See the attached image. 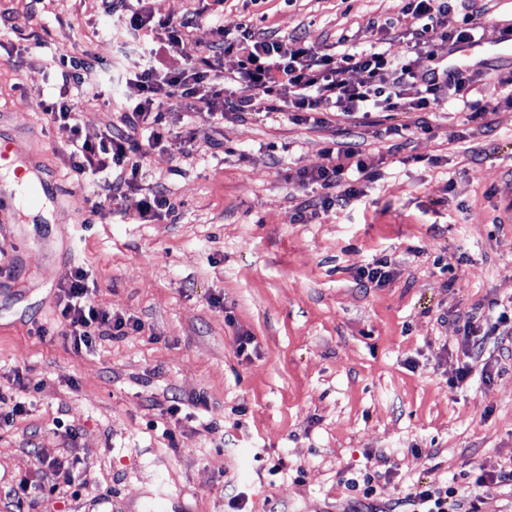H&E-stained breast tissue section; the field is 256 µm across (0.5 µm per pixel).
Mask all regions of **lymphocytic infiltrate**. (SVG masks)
Instances as JSON below:
<instances>
[{"instance_id":"lymphocytic-infiltrate-1","label":"lymphocytic infiltrate","mask_w":512,"mask_h":512,"mask_svg":"<svg viewBox=\"0 0 512 512\" xmlns=\"http://www.w3.org/2000/svg\"><path fill=\"white\" fill-rule=\"evenodd\" d=\"M131 2L101 0L103 13L122 25L132 45L152 34L174 48L193 25L189 18L154 17L145 9L132 7ZM484 15L482 0H404L399 18L376 25L385 34L383 43L367 50L331 53L299 36L280 40L248 31L225 39L174 70L158 67L142 52L126 80L129 93L120 122L98 140L84 137L74 104L54 101L46 105L45 113L49 121L70 132L67 154L71 170L96 187L98 199L106 202L125 198L135 187L148 151L170 135L165 112L180 99L200 104L217 121L231 114L244 116L264 104L280 111L288 121L317 125L324 124L330 113L357 122L378 112L407 107L420 114L415 126L390 125L380 132L386 141L404 142L412 132H430L427 116L441 102L468 113L474 121L486 112L472 97L478 86L493 79L499 85L512 86V74L493 78L492 65L452 68L434 51L439 41L447 42L452 52L474 41ZM224 55L235 57L232 71L221 70L219 60ZM422 58L428 62L423 70L417 67ZM350 71L359 73V82L347 80ZM410 87L417 90L411 100L406 97ZM324 153L326 165L296 174L301 185L322 190L309 206L314 216L345 209L362 197V182L375 177L357 142L335 141ZM86 278V271L77 269L70 283L60 287L57 301L58 333L77 351L91 349L97 337L124 335L127 325L123 317L101 314L91 305ZM490 307L494 317L475 314L465 323L463 354L467 363L459 367L457 380L471 374L489 337L512 335V304L494 301ZM386 463L384 454H375L360 477L348 479L354 494L350 512H485L489 487H512V465L495 472L475 466L446 485L417 482L382 509L376 503V483Z\"/></svg>"}]
</instances>
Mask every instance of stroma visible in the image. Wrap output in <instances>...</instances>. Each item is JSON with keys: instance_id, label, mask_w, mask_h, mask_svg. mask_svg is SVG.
Wrapping results in <instances>:
<instances>
[{"instance_id": "1", "label": "stroma", "mask_w": 512, "mask_h": 512, "mask_svg": "<svg viewBox=\"0 0 512 512\" xmlns=\"http://www.w3.org/2000/svg\"><path fill=\"white\" fill-rule=\"evenodd\" d=\"M147 5L162 18L216 16L179 50L158 51L173 70L247 27L365 49L374 21L403 2ZM485 8L484 56L510 71L497 22L512 5ZM85 52L107 53L112 69L99 90L69 87L93 140L119 124L133 64L99 0H0V138L16 166L54 188L39 210L0 213V259L14 267L0 278V394L21 393V376L33 402L0 428V512L13 510L12 486L41 482L38 448L74 462L84 486L40 492L29 512H233L238 492L244 512H344L345 480L379 450L392 466L381 503L418 480L512 463V358L488 339L483 366L453 381L465 321L512 300V111H494L493 86L474 94L489 108L482 124L441 104L431 133L399 153L341 121L315 128L263 108L217 125L179 108L137 189L95 209L69 168L68 130L41 109L59 95L62 55ZM332 138L357 139L379 177L351 209L296 222L315 195L296 172L325 165ZM155 189L175 211L141 219L138 202ZM380 257L392 280L360 286L358 270ZM80 267L97 309L138 330L89 352L37 335ZM174 397L187 418L168 414Z\"/></svg>"}]
</instances>
